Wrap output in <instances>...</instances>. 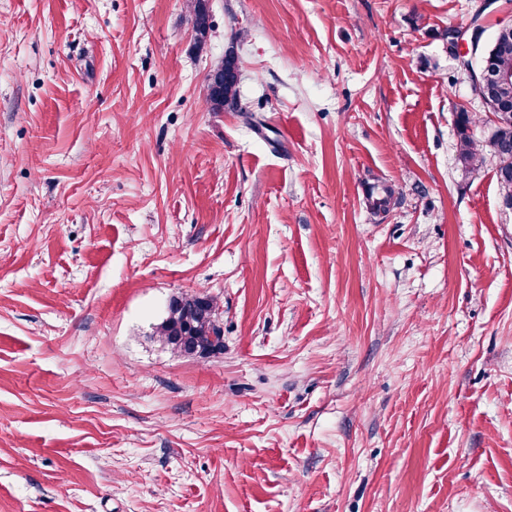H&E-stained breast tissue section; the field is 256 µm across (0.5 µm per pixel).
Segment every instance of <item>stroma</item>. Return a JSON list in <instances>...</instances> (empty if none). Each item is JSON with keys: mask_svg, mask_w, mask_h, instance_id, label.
<instances>
[{"mask_svg": "<svg viewBox=\"0 0 512 512\" xmlns=\"http://www.w3.org/2000/svg\"><path fill=\"white\" fill-rule=\"evenodd\" d=\"M210 11L0 0V512H512V210L445 37L512 0ZM180 292L222 354L151 339ZM208 0H193L192 23L196 32L197 39L201 41L206 37L210 30V10L207 4ZM212 71L214 74L209 75L207 83V101L212 110H236L239 97V56L233 49L228 50L224 59ZM498 126L493 137L488 138L486 144H479L475 139L474 121L464 109H460L456 116V125L459 135V162L465 167H473L484 159V152L489 154L496 162V175L504 199L512 200V115L504 119ZM503 200L504 205L512 209V201ZM366 200L373 213H386L394 203L392 189L389 186H374L367 191Z\"/></svg>", "mask_w": 512, "mask_h": 512, "instance_id": "stroma-1", "label": "stroma"}]
</instances>
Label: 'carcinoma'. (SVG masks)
Wrapping results in <instances>:
<instances>
[{"label":"carcinoma","mask_w":512,"mask_h":512,"mask_svg":"<svg viewBox=\"0 0 512 512\" xmlns=\"http://www.w3.org/2000/svg\"><path fill=\"white\" fill-rule=\"evenodd\" d=\"M192 23L197 39L210 30L208 0H192ZM488 57L494 72L512 75V27L496 33ZM240 58L234 50L225 52L224 59L214 68L207 83V101L212 110L238 108ZM487 96L495 106L512 107V84L493 82ZM459 162L473 167L489 154L496 162V175L503 198L512 200V115L497 127L493 137L484 144L475 139L474 121L466 110L457 112ZM370 210L385 213L394 203L392 189L374 186L367 191ZM152 339L162 348L183 356H207L224 351V329L219 320L218 303L208 294L182 293L169 299L166 316L154 327Z\"/></svg>","instance_id":"1"}]
</instances>
